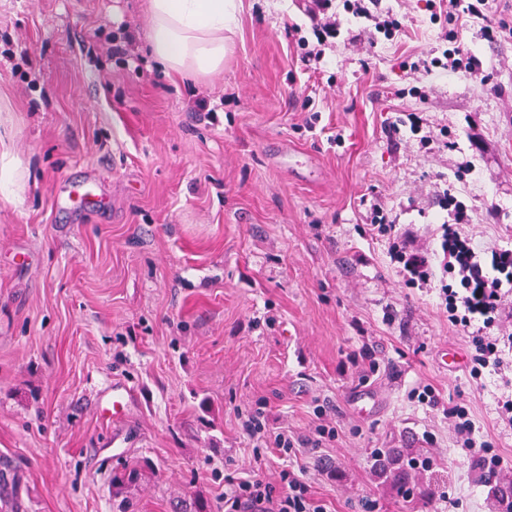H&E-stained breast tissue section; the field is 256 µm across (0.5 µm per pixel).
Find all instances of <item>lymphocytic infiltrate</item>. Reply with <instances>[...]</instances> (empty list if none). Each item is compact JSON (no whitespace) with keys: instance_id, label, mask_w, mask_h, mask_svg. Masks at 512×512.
I'll return each instance as SVG.
<instances>
[{"instance_id":"1","label":"lymphocytic infiltrate","mask_w":512,"mask_h":512,"mask_svg":"<svg viewBox=\"0 0 512 512\" xmlns=\"http://www.w3.org/2000/svg\"><path fill=\"white\" fill-rule=\"evenodd\" d=\"M431 20H447L450 29L444 39L448 44L441 55H421L409 63L410 71L433 74L436 71H465L478 74L482 64L471 56H462L458 35L466 18L479 17L485 22L489 40L512 33V21L495 16L489 0H430ZM444 209L452 210L453 223L440 225L437 246L427 253L415 248L399 225L389 223L380 205L371 207V223L389 239L390 258L407 286L437 284L440 310L449 324L463 333L470 350L469 375L480 380L485 370H500L502 352L512 347V333L504 331L505 297L512 295V250H482L472 238L462 234L459 225L467 218L461 202L452 193L443 197ZM419 402L443 408L452 420L456 442L483 476L499 474L504 459L491 442L477 436L474 419L465 404L442 402L429 385L414 389ZM228 512H323L307 496V487L297 475H289L288 492L273 497L268 486L258 480H242L224 491Z\"/></svg>"}]
</instances>
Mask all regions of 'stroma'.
Listing matches in <instances>:
<instances>
[{
    "label": "stroma",
    "mask_w": 512,
    "mask_h": 512,
    "mask_svg": "<svg viewBox=\"0 0 512 512\" xmlns=\"http://www.w3.org/2000/svg\"><path fill=\"white\" fill-rule=\"evenodd\" d=\"M378 4L399 36L375 42L334 0L340 35L310 69L294 38L309 0H238L223 71L194 82L152 61L144 0H0V139L17 165L0 194V512H173L197 496L225 512L228 483L280 496L292 473L325 512H495L512 490L496 414L512 373L476 384L468 363L442 366L465 335L370 226L376 203L433 249L449 188L478 246L512 249V34L465 26L483 77L413 74L402 61L438 50L442 26L426 0ZM127 40L131 56L113 53ZM403 112L420 131H393ZM86 176L103 207L58 209ZM115 380L134 395L119 442L95 404ZM426 384L467 401L505 460L496 478L413 398ZM254 411L337 435L289 457L246 433ZM380 448L434 469L393 482ZM132 465L138 482L114 494Z\"/></svg>",
    "instance_id": "35a3bbf8"
}]
</instances>
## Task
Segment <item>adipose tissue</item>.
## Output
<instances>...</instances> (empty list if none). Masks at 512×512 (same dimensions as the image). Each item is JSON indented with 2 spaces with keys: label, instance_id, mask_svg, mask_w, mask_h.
I'll list each match as a JSON object with an SVG mask.
<instances>
[{
  "label": "adipose tissue",
  "instance_id": "adipose-tissue-1",
  "mask_svg": "<svg viewBox=\"0 0 512 512\" xmlns=\"http://www.w3.org/2000/svg\"><path fill=\"white\" fill-rule=\"evenodd\" d=\"M236 0H146L151 55L164 72L202 79L224 68Z\"/></svg>",
  "mask_w": 512,
  "mask_h": 512
}]
</instances>
